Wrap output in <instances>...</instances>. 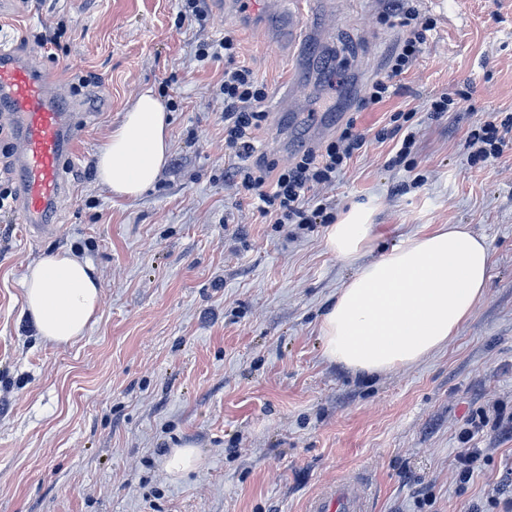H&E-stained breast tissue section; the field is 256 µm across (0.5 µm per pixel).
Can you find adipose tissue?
I'll use <instances>...</instances> for the list:
<instances>
[{
    "mask_svg": "<svg viewBox=\"0 0 512 512\" xmlns=\"http://www.w3.org/2000/svg\"><path fill=\"white\" fill-rule=\"evenodd\" d=\"M170 148V114L160 98L143 92L98 151L97 181L114 198L139 197L155 183ZM371 244L370 216L362 210L326 231L327 248L344 260ZM491 265L485 238L464 224L404 237L361 265L328 306L321 323L326 358L363 375L421 361L458 334L485 294ZM23 300L37 336L66 346L94 320L101 286L89 261L51 252L27 266Z\"/></svg>",
    "mask_w": 512,
    "mask_h": 512,
    "instance_id": "1",
    "label": "adipose tissue"
}]
</instances>
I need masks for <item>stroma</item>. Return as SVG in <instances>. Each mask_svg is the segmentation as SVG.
Listing matches in <instances>:
<instances>
[{"instance_id": "obj_1", "label": "stroma", "mask_w": 512, "mask_h": 512, "mask_svg": "<svg viewBox=\"0 0 512 512\" xmlns=\"http://www.w3.org/2000/svg\"><path fill=\"white\" fill-rule=\"evenodd\" d=\"M295 0L255 19L207 0L208 19L183 21L182 0H0V49L36 63L72 98L61 163L57 231L31 239L17 207L10 133L0 134V512H300L356 473L375 512H488L512 492V441L486 426V454L467 484L454 459L471 420L512 409V149L474 160L469 131L512 115V0H413L434 24L398 93L360 109L403 31L382 25L383 0H313L325 34L298 70L281 38ZM233 32L275 110L256 138L278 165L309 149L302 120H354L366 136L334 183L316 188L333 217L370 209L378 259L404 236L466 224L484 236L491 279L459 333L422 361L361 376L329 362L321 319L359 262L336 258L322 224H271L224 179L223 58L195 46ZM335 67L336 89L317 86ZM173 103L171 150L155 186L115 200L94 156L144 91ZM454 97L449 112L431 99ZM408 112L416 146L394 162L377 133ZM87 258L102 289L95 322L76 344L36 336L22 278L44 253ZM190 443L197 469L172 478L162 458Z\"/></svg>"}]
</instances>
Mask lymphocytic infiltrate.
I'll return each mask as SVG.
<instances>
[{
	"mask_svg": "<svg viewBox=\"0 0 512 512\" xmlns=\"http://www.w3.org/2000/svg\"><path fill=\"white\" fill-rule=\"evenodd\" d=\"M382 22L405 28L402 45L391 55L386 76L373 81L364 91L363 107L385 103L393 95V80L408 70L422 51L431 22L419 21L406 0H387ZM228 65L221 91L224 95V146L229 151L225 179L235 181L248 192L262 217L274 224H328L332 218L325 203L310 198L311 188L335 180L366 142L354 122H346L336 138L318 150L303 151L299 160L282 167L255 161L253 132L265 120L261 105L266 93L253 71L236 64L239 43L233 33H225L219 44ZM512 124L487 121L472 129L467 137L475 159L497 158L507 147Z\"/></svg>",
	"mask_w": 512,
	"mask_h": 512,
	"instance_id": "lymphocytic-infiltrate-1",
	"label": "lymphocytic infiltrate"
}]
</instances>
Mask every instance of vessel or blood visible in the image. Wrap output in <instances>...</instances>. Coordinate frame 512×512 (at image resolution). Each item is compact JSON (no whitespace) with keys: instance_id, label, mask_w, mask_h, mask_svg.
I'll list each match as a JSON object with an SVG mask.
<instances>
[{"instance_id":"vessel-or-blood-1","label":"vessel or blood","mask_w":512,"mask_h":512,"mask_svg":"<svg viewBox=\"0 0 512 512\" xmlns=\"http://www.w3.org/2000/svg\"><path fill=\"white\" fill-rule=\"evenodd\" d=\"M315 27L306 11H299L289 26L286 42L296 63L308 59L306 44ZM0 112L16 127L15 171L20 185L18 205L30 237L53 234L55 225L46 216L56 204L62 183L59 159L65 148L68 118L53 101L48 86L24 58L0 52ZM371 485L348 476L309 497L303 512H373Z\"/></svg>"}]
</instances>
